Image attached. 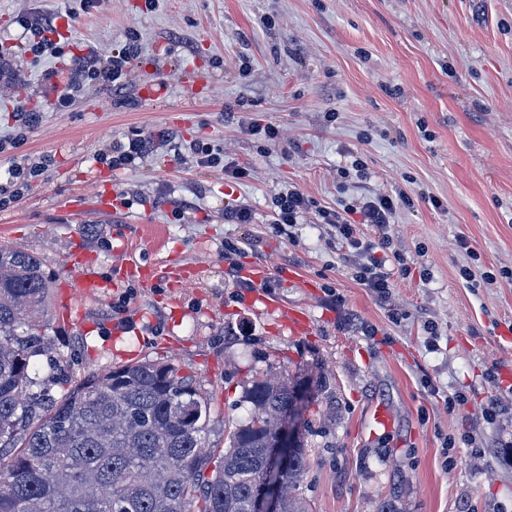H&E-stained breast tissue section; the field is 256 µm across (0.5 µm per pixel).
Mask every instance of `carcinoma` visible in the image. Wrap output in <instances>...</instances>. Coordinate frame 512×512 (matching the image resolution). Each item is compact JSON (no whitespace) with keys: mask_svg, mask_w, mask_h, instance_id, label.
Wrapping results in <instances>:
<instances>
[{"mask_svg":"<svg viewBox=\"0 0 512 512\" xmlns=\"http://www.w3.org/2000/svg\"><path fill=\"white\" fill-rule=\"evenodd\" d=\"M49 276L31 255L0 244V512H251L278 430L298 402L297 376L252 381V417L228 435L224 454L208 448L210 398L170 362L112 369L71 386L61 364L31 377L50 354L43 317ZM308 468L303 433L278 479L277 512H310L299 486Z\"/></svg>","mask_w":512,"mask_h":512,"instance_id":"cac0c4a2","label":"carcinoma"}]
</instances>
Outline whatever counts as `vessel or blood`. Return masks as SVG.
<instances>
[{"label": "vessel or blood", "mask_w": 512, "mask_h": 512, "mask_svg": "<svg viewBox=\"0 0 512 512\" xmlns=\"http://www.w3.org/2000/svg\"><path fill=\"white\" fill-rule=\"evenodd\" d=\"M68 269L74 274L76 286L87 291L105 287L116 289L127 283L136 282L146 287L162 283L170 288L171 292L177 293L198 275V270L194 267L169 264L145 266L128 260L114 267L111 278L106 280L100 276L93 258L82 253L72 255ZM241 275L255 287L252 300L258 310L277 313L280 322L288 327L292 334L310 332L313 317L307 309L284 304L279 298L263 291L262 285L269 275L267 267L253 264L242 269Z\"/></svg>", "instance_id": "b4317fda"}]
</instances>
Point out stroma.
<instances>
[{
  "instance_id": "obj_1",
  "label": "stroma",
  "mask_w": 512,
  "mask_h": 512,
  "mask_svg": "<svg viewBox=\"0 0 512 512\" xmlns=\"http://www.w3.org/2000/svg\"><path fill=\"white\" fill-rule=\"evenodd\" d=\"M25 17L50 19L67 55H34ZM132 31L139 51L120 89L69 90L72 55L107 60ZM0 54L16 66L0 84V175L46 160L0 206V243L52 274L45 334L71 382L175 363L212 395L218 453L250 416L255 375L288 369L318 395L306 415L310 512H377L387 500L397 512H512V388L500 376L512 369V0H159L153 11L145 0H0ZM19 104L42 121L12 147ZM254 121L277 138L251 135ZM162 132L223 150L247 177L229 182L165 147L134 168L99 161L132 134ZM291 185L315 208L287 236L272 200ZM108 189L127 193L128 208H92ZM400 192L414 205L389 228L404 260L387 263L385 307L318 211ZM237 205L252 223H225ZM228 243L240 265H272L264 291L309 309L312 334L255 311ZM119 246L200 276L173 309L161 285L72 284L74 251L95 255L107 279ZM458 394L465 404L448 409ZM492 399L490 419L480 408ZM379 406L388 427L371 419Z\"/></svg>"
}]
</instances>
